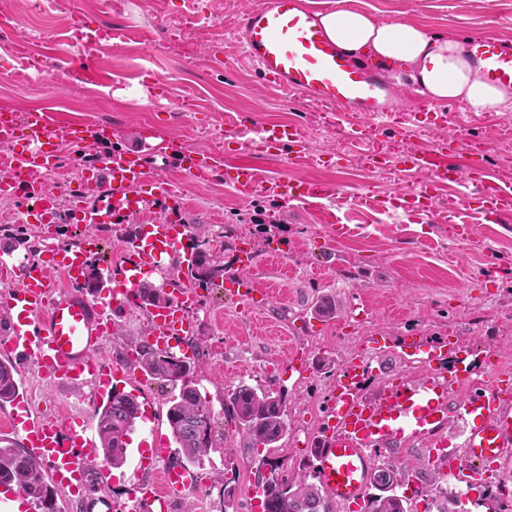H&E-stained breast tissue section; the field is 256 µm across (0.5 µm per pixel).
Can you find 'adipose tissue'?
I'll use <instances>...</instances> for the list:
<instances>
[{
	"mask_svg": "<svg viewBox=\"0 0 512 512\" xmlns=\"http://www.w3.org/2000/svg\"><path fill=\"white\" fill-rule=\"evenodd\" d=\"M328 37L354 61L411 69L437 99H457L473 112L512 106V89L490 84L464 58L457 40L405 22H382L352 5L319 15Z\"/></svg>",
	"mask_w": 512,
	"mask_h": 512,
	"instance_id": "1",
	"label": "adipose tissue"
}]
</instances>
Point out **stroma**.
<instances>
[{
  "instance_id": "1",
  "label": "stroma",
  "mask_w": 512,
  "mask_h": 512,
  "mask_svg": "<svg viewBox=\"0 0 512 512\" xmlns=\"http://www.w3.org/2000/svg\"><path fill=\"white\" fill-rule=\"evenodd\" d=\"M255 0H0V110L24 112L36 104L57 110L58 120L79 121L88 136L82 147H63L61 165L50 184L69 180L72 157L101 156L113 147L138 148L146 128L159 126L163 137L189 147L227 151L225 129L239 114L264 121L292 123L304 137L296 160L255 153L264 179L281 175L338 181L325 154L342 150L353 177L345 190L377 196L376 207L326 202L315 207L286 206L273 196L238 195L223 178L191 181L162 155H148L150 171L161 172L186 201L183 217L203 223L216 234L238 217L260 215L276 220L278 250L258 254L249 269L269 300L258 310L217 286L193 312L195 330L187 343H199L202 370L196 384L214 409L228 390L245 384L283 395L288 438L273 448H250L234 423L220 418L217 439L200 468L211 486L209 502L195 493L175 501L174 512H261L249 487L269 476L271 468L291 472L306 465L311 439L332 421V384L317 359L342 365L360 353L369 337L394 341L377 353L375 382L395 372L413 373L403 344L408 340L458 342L482 356L487 348L512 354V223L494 224L460 205L463 186L439 190L433 211L404 214L395 222L389 199L425 181L424 172L389 170L367 173L363 154L381 151L394 157L433 148L445 136L483 139L489 145L485 167L494 183L512 187V122L502 112H472L456 101L440 128L425 125L439 101L416 94L402 73L391 74L399 110L396 126L367 133L359 143H342L331 126V109L267 84L234 42L241 12ZM364 10L386 21H404L435 34L461 38L492 32L512 41V0H360ZM89 21L122 27L128 34L117 47L95 48L93 66L101 83L72 80L68 64L80 56L68 39L72 13ZM40 29L56 44L48 58L40 90L27 77L38 46L30 37ZM167 88L163 106L146 105L145 88ZM39 256L49 259L86 232L82 224L48 227L29 223ZM336 303L334 318L316 317L324 300ZM144 314L118 312L111 336L99 355L120 362L147 334ZM20 392L32 413L44 417L91 420L87 392H77L26 364H17ZM118 390L136 396L140 417L134 440L161 436L166 448L175 442L166 413L171 387H144L131 379ZM233 499L224 496L225 487Z\"/></svg>"
}]
</instances>
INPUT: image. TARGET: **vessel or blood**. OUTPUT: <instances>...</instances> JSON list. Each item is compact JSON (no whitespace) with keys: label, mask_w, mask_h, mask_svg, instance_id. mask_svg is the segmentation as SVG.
Wrapping results in <instances>:
<instances>
[{"label":"vessel or blood","mask_w":512,"mask_h":512,"mask_svg":"<svg viewBox=\"0 0 512 512\" xmlns=\"http://www.w3.org/2000/svg\"><path fill=\"white\" fill-rule=\"evenodd\" d=\"M123 34V29L92 25L80 18L72 25L75 42L86 50ZM238 40L271 86L318 105L335 106L336 127L344 139H360L364 123L383 128L396 116L386 69L353 62L325 34L315 9L303 7L301 0H260L244 10ZM460 44L485 81L512 85L511 42L485 32L466 34ZM253 133L231 165L225 164L223 153L175 144L169 159L189 179L223 174L225 184L244 196L267 193L286 204L303 206L340 199L339 190L325 182L285 176L268 181L260 176L253 149L279 156L301 148L303 138L297 126L260 121L254 123ZM86 136L83 123L54 121L42 108L22 114L0 111V145L8 149L6 157L0 158V177L24 188L27 200L35 205L38 223H50L52 196L37 171L56 164L62 145L80 144ZM460 147L458 138L451 136L414 159L413 167L427 171L430 179L418 191L403 196L398 208L430 210L435 203L431 187L461 180ZM83 174L87 199L80 209L90 224L126 222L158 201L166 203L169 214L156 217L130 244L120 277L95 299L75 288L83 278L85 245L63 252L58 262L71 283L67 289L57 286L43 261L11 268L1 265L0 309L8 315V328L0 332V355L21 359L74 386H93L94 398L102 399L111 393L112 376L126 379L134 374L133 368L98 356L102 342L112 333V313L133 301L143 274L161 269L164 258L179 250L177 222L183 202L162 175L150 174L141 153L111 152ZM470 196L495 222L512 220V191L475 179ZM196 300L195 290L185 287L173 304L148 309V342L163 351L180 347L192 331L185 309ZM387 346V340L370 339L362 356L347 362L333 381L334 423L324 431L311 461L328 497L340 506L362 500L376 455L398 452L417 442L444 449L442 471L457 485L471 484L478 467L490 476L512 475V373L498 369L495 350L474 362L461 357L455 343L423 342L409 354L410 363L419 369L417 375L396 374L371 386L370 359ZM466 379L474 389L463 395L459 387ZM453 422L461 425L463 433L457 450L452 449L448 434ZM7 429L21 438L51 480L63 486L80 479L99 456L97 440L85 422L41 418L23 403ZM137 452L138 467L129 481L126 505L100 495L83 502L84 512H119L123 507L128 512H173L175 499L195 490L202 479L200 472L186 468L177 458L157 460L143 445Z\"/></svg>","instance_id":"b4317fda"}]
</instances>
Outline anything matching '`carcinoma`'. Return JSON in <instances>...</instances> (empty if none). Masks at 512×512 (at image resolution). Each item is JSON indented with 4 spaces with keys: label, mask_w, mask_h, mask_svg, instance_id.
<instances>
[{
    "label": "carcinoma",
    "mask_w": 512,
    "mask_h": 512,
    "mask_svg": "<svg viewBox=\"0 0 512 512\" xmlns=\"http://www.w3.org/2000/svg\"><path fill=\"white\" fill-rule=\"evenodd\" d=\"M203 225H185L186 236L191 241L190 257L175 261L166 282L155 285L146 282L137 292L139 306L143 309L167 304L172 293L167 287L182 288L189 285L206 292L224 279V253L212 250V239L202 232ZM0 235L12 243L36 251L31 245V235L25 225L11 224L0 228ZM103 272L96 264L87 267L83 290L94 294L100 291ZM134 367L150 379L179 388L167 410V420L174 442L182 459L190 465H201L214 448V427L218 415L210 401L193 383V375L199 364L173 353L159 352L146 340L136 346ZM12 362L0 360V405L13 401L19 392V381ZM227 408L238 424L239 434L251 447L273 448L289 434L287 409L282 398L259 387L240 385L227 393ZM139 415V404L132 395L114 390L107 401L94 408L96 434L102 461L112 467H120L126 460L125 438L133 432ZM428 478L439 490L445 486L444 474L434 465L425 472L408 464H388L375 472L374 484L401 482L411 478ZM9 483L20 487L32 502L54 512V491L46 481L42 465L13 444L0 446V484ZM263 512H330L326 495L315 476L307 468L282 476H273L262 487ZM366 512H407L403 500L392 497L368 495Z\"/></svg>",
    "instance_id": "carcinoma-1"
}]
</instances>
